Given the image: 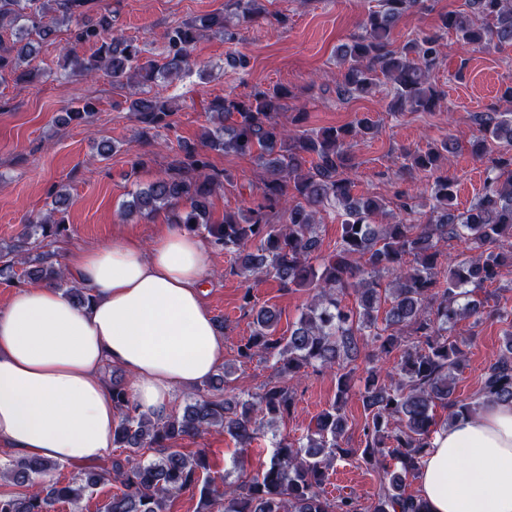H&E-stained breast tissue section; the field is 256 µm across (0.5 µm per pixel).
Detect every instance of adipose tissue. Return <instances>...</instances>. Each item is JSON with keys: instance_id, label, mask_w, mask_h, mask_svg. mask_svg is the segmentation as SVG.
<instances>
[{"instance_id": "obj_1", "label": "adipose tissue", "mask_w": 512, "mask_h": 512, "mask_svg": "<svg viewBox=\"0 0 512 512\" xmlns=\"http://www.w3.org/2000/svg\"><path fill=\"white\" fill-rule=\"evenodd\" d=\"M204 267L203 240L169 224L148 248L120 232L69 255L66 275L90 306L40 283L15 291L0 310V443L26 457H103L118 420L109 364L129 373L139 411L168 414L224 360ZM419 484L426 512H512V403L439 429Z\"/></svg>"}]
</instances>
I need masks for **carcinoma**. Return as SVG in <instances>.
<instances>
[{"mask_svg":"<svg viewBox=\"0 0 512 512\" xmlns=\"http://www.w3.org/2000/svg\"><path fill=\"white\" fill-rule=\"evenodd\" d=\"M88 2L0 0V29L14 32L11 41H0V81L8 76L15 82L36 81L42 71L33 65L38 50L29 35L44 39L71 23L73 42L90 44L94 52L82 57L66 51L65 73L87 77L103 72L120 91L133 79L146 87L160 76L168 79L190 68L194 45L207 35L236 38L227 25L228 13L199 15L172 25L165 55L145 61L143 47L115 28L111 17L84 16ZM229 2L244 23L269 16L265 0ZM421 2L377 0L361 22V33L337 49L343 66L336 74L337 98L365 95L384 79L393 87L389 111L433 112L445 98L431 77L445 58L448 33L479 50L512 47V0H466V9L446 12L429 30L395 44V26ZM295 97L294 89L284 85H256L242 97L213 99L206 111L217 123L203 133L202 146H179L164 174L138 187L132 201L121 205V214L128 218L168 211V223L184 224L213 248L234 254L232 275L272 277L287 290H315L289 334L279 337L278 312L256 307L248 291L243 295L252 329L238 346L239 362L267 354L274 359L273 377L258 393L196 399L182 412L164 416L139 412L129 384L114 378L119 418L112 442L128 450L125 458L107 473L93 469L51 479L64 463L11 457L0 462V478L23 491L0 494V512H52L57 503L78 508L109 480L119 487L101 512H166L171 496L198 483L203 512H424L420 498L405 493V484L419 476L424 450L431 447L436 433L433 409H447L449 425L489 403L512 401V333L507 352L487 367L475 400L468 403L455 394L467 338L452 334L460 320L473 317L478 322L483 317V303L473 298V289L495 281L503 267L512 265V110L479 115L472 153L491 160L482 192L469 209L456 208V179L448 165L457 147L442 139L405 156V169L432 178L420 191L432 201L429 220L377 224L387 200L355 196L350 178L355 167L352 148L374 138L377 122L363 116L316 133L295 130L279 122L286 101ZM130 111L143 136L168 127L172 113L168 101L158 96L133 100ZM212 150L250 156L263 170L246 212L214 217V195L236 182L232 174L214 168ZM66 202L65 194L52 193L49 209L27 225L26 239L0 247V281H42L84 305L89 295L69 281L49 253L25 247L30 238L50 245L65 235L67 226L55 213ZM335 208L342 211L340 237L335 249L315 265L317 226L321 215ZM457 240L470 244L477 255L448 268L445 247ZM351 294L352 306L345 303ZM366 343L374 345L380 359L395 351L399 357L394 372L372 366L363 380L367 414L362 455L366 464L382 470L378 492L364 506L352 493L328 498L325 484L332 464L355 453L341 444L343 407ZM310 367L336 370V402L317 416L305 436L273 443L269 459L248 479L222 488L210 475L206 454L188 456L172 447L179 438L219 428L241 448H249L263 429L291 413L295 398L290 383ZM232 374L226 365L205 387L219 393L229 386ZM145 450L154 451L155 458L144 460ZM391 460L395 465H389Z\"/></svg>","mask_w":512,"mask_h":512,"instance_id":"obj_1","label":"carcinoma"}]
</instances>
